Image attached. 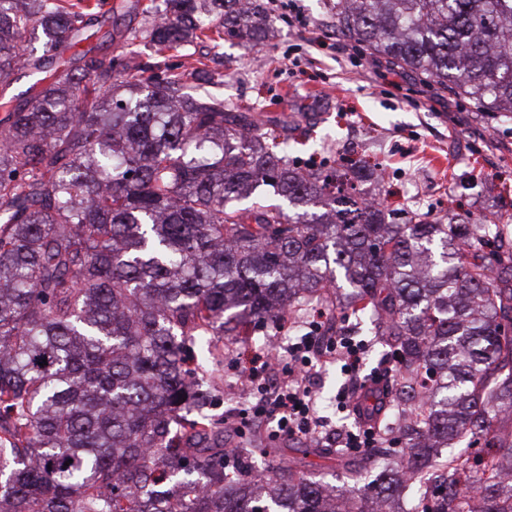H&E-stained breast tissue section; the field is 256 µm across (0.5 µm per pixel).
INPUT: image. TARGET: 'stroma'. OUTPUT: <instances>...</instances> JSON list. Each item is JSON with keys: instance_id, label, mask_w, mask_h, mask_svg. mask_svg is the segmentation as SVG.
<instances>
[{"instance_id": "35a3bbf8", "label": "stroma", "mask_w": 512, "mask_h": 512, "mask_svg": "<svg viewBox=\"0 0 512 512\" xmlns=\"http://www.w3.org/2000/svg\"><path fill=\"white\" fill-rule=\"evenodd\" d=\"M335 0H300L302 20L273 13L274 34L249 51L237 40L195 43L196 56L214 57L224 74L212 94L245 105L271 120L309 123L306 143L294 158L333 161L336 155L382 162L388 203L456 213L477 220L497 217L512 250V121L472 109L435 112L422 97L396 89L376 74L370 59L355 54L333 25ZM231 448H276L283 463H298L308 476L343 486L348 473L326 457L323 445L301 438L224 437Z\"/></svg>"}]
</instances>
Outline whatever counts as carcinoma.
Here are the masks:
<instances>
[{"label": "carcinoma", "instance_id": "cac0c4a2", "mask_svg": "<svg viewBox=\"0 0 512 512\" xmlns=\"http://www.w3.org/2000/svg\"><path fill=\"white\" fill-rule=\"evenodd\" d=\"M103 0H0V87L41 76L0 118V512H381L399 472L330 489L251 451L225 467L213 414L224 337L267 336L322 306L385 337L431 380L427 425L396 440L434 474L421 512H512V252L494 221L446 224L357 195L375 167L291 158L297 129L137 59L269 34L258 0L112 7L109 52L80 44ZM336 31L477 112L512 118V0H336ZM43 40L39 56L29 44ZM470 438L471 458L430 449Z\"/></svg>", "mask_w": 512, "mask_h": 512}]
</instances>
